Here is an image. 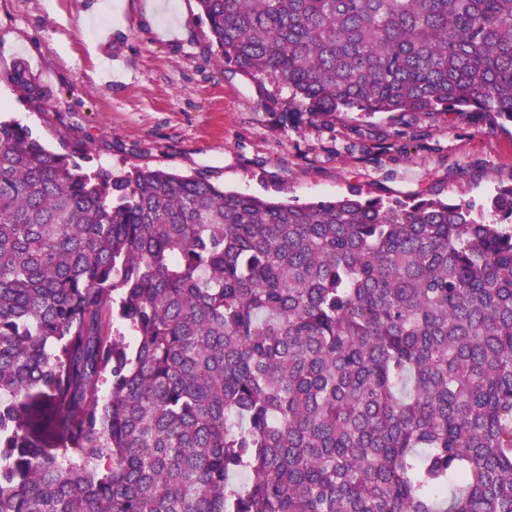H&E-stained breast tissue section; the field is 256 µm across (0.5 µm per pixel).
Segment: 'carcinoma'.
Here are the masks:
<instances>
[{"instance_id": "carcinoma-1", "label": "carcinoma", "mask_w": 512, "mask_h": 512, "mask_svg": "<svg viewBox=\"0 0 512 512\" xmlns=\"http://www.w3.org/2000/svg\"><path fill=\"white\" fill-rule=\"evenodd\" d=\"M299 111L512 123V0H197ZM306 204L0 120V512H512V185Z\"/></svg>"}]
</instances>
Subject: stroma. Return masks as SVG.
<instances>
[{
	"mask_svg": "<svg viewBox=\"0 0 512 512\" xmlns=\"http://www.w3.org/2000/svg\"><path fill=\"white\" fill-rule=\"evenodd\" d=\"M0 0V116L84 171L135 167L304 204L351 188L389 201L433 188L482 208L512 184V125L455 113L293 118L285 87L219 64L196 0ZM23 64L30 92L10 80Z\"/></svg>",
	"mask_w": 512,
	"mask_h": 512,
	"instance_id": "obj_1",
	"label": "stroma"
}]
</instances>
